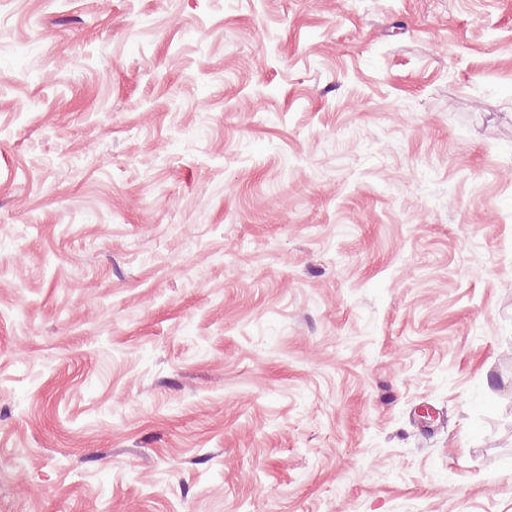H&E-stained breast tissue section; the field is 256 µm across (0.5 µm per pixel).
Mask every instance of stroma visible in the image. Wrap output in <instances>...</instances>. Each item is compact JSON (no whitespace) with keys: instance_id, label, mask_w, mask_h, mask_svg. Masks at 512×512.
Returning <instances> with one entry per match:
<instances>
[{"instance_id":"stroma-1","label":"stroma","mask_w":512,"mask_h":512,"mask_svg":"<svg viewBox=\"0 0 512 512\" xmlns=\"http://www.w3.org/2000/svg\"><path fill=\"white\" fill-rule=\"evenodd\" d=\"M0 512H512V0H0Z\"/></svg>"}]
</instances>
